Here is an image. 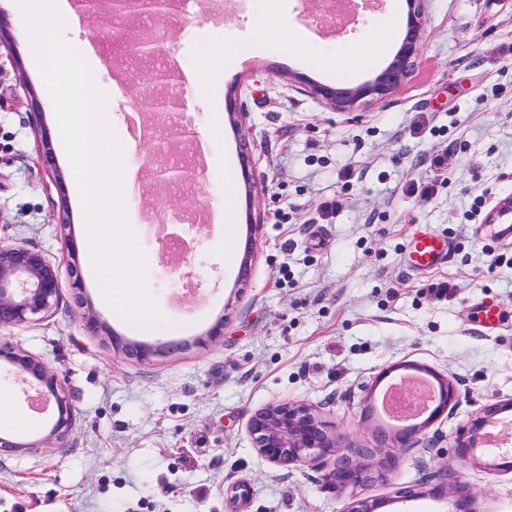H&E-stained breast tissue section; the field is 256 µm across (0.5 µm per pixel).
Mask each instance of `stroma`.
Masks as SVG:
<instances>
[{
	"label": "stroma",
	"mask_w": 512,
	"mask_h": 512,
	"mask_svg": "<svg viewBox=\"0 0 512 512\" xmlns=\"http://www.w3.org/2000/svg\"><path fill=\"white\" fill-rule=\"evenodd\" d=\"M407 0L357 9L337 28L332 0H216L210 13L125 20L102 10L78 24L95 44L86 60L108 95L109 122L137 177L125 199L148 264V286L173 325L131 326L101 299L86 250L71 165L50 96L32 60L15 0H0L12 35L0 46V244L43 252L59 267L56 305L0 330L44 358L70 395L73 426L53 447H0V512H342L349 494L327 485L320 461H265L247 430L268 404L297 401L335 423L347 442L395 455L390 484L358 490L379 512H454L456 499L394 500L422 479L466 487L476 512H512V473L461 460L457 442L492 403L512 401V238L486 216L512 196V0H424L425 35L411 75L382 101L338 112L309 82L356 86L390 62L405 33ZM152 37L156 86L113 62L135 34ZM382 38L367 67L363 47ZM224 56L195 93L214 39ZM238 89L241 127L207 139ZM173 96L194 117L177 149L199 151L191 178L162 183L169 160L140 137L147 110ZM51 166H44L42 136ZM252 144L258 194L238 192L235 247H224V178L241 174ZM174 226L190 248L168 267L154 225ZM428 227L452 244L445 263L408 267L414 234ZM72 239L79 268L64 248ZM84 288H71L72 273ZM448 292L436 297L432 286ZM501 321L477 319L484 299ZM124 340L155 349L143 360L86 329L85 304ZM223 323L224 340L199 339ZM436 374L456 398L404 445L381 408L388 367Z\"/></svg>",
	"instance_id": "stroma-1"
}]
</instances>
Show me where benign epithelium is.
<instances>
[{"instance_id": "obj_1", "label": "benign epithelium", "mask_w": 512, "mask_h": 512, "mask_svg": "<svg viewBox=\"0 0 512 512\" xmlns=\"http://www.w3.org/2000/svg\"><path fill=\"white\" fill-rule=\"evenodd\" d=\"M422 0H408L406 31L398 51L389 64L373 80L355 87L311 84L312 93L333 109L347 112L361 100L378 101L396 92L410 75L423 41ZM169 0H113L114 12L134 17L144 12L165 14ZM159 51L157 43L149 38H138L128 43V52L136 57H150ZM71 257L74 275L72 288L82 289L78 276L79 250L71 239L65 241ZM60 294V283L54 264L40 251L23 246L0 247V329L20 326L34 316L49 311ZM86 327L95 333L107 335L113 346L147 360L154 350L126 342L112 334L110 327L98 314L87 308ZM11 367L20 382L37 391L43 403H51L56 415L49 432L31 442H15L8 434H0L1 448H49L72 428V409L58 375L42 358L28 354L8 343H0V362ZM438 404L428 421L438 418L455 398L452 384L438 380ZM512 409V401L493 404L484 409L471 425L468 439L458 441V455L465 461L497 472H512V448L503 447L496 439L486 440V451L495 454L500 462L482 463L474 448L481 430L496 415ZM248 431L258 454L275 465H290L306 458L332 464L330 484L341 491L357 489L375 482H387L396 467V457L381 454L378 448H363L344 443L336 426L322 419L305 404L297 402L272 403L255 412L248 423ZM381 502L352 498L342 512H377Z\"/></svg>"}]
</instances>
